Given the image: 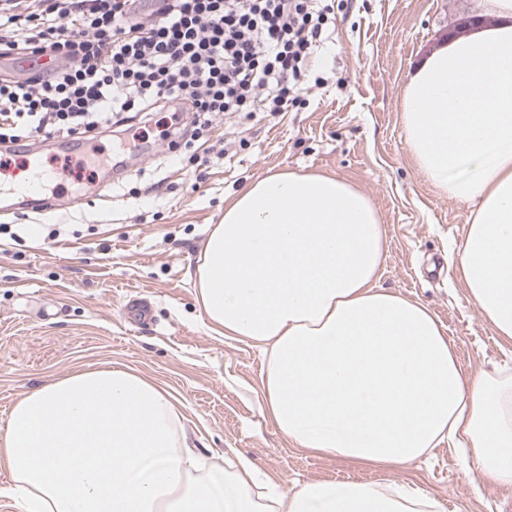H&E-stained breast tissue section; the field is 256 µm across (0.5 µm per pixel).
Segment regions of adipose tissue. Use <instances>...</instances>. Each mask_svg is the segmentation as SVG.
<instances>
[{
	"label": "adipose tissue",
	"instance_id": "1",
	"mask_svg": "<svg viewBox=\"0 0 512 512\" xmlns=\"http://www.w3.org/2000/svg\"><path fill=\"white\" fill-rule=\"evenodd\" d=\"M410 73L401 112L421 175L472 205L456 270L512 341V0ZM386 235L348 182L278 172L224 200L195 273L213 334L263 353L262 409L295 447L411 465L448 443L478 479L512 484V373L473 372L424 303L379 286ZM180 402L118 364L50 378L0 429L22 512H438L409 481L304 482L260 492L248 461L205 463Z\"/></svg>",
	"mask_w": 512,
	"mask_h": 512
}]
</instances>
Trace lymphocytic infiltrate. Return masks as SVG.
Segmentation results:
<instances>
[{
    "label": "lymphocytic infiltrate",
    "instance_id": "lymphocytic-infiltrate-1",
    "mask_svg": "<svg viewBox=\"0 0 512 512\" xmlns=\"http://www.w3.org/2000/svg\"><path fill=\"white\" fill-rule=\"evenodd\" d=\"M0 0V60L49 57L0 78V141L77 136L128 112L195 116L192 140L230 112L301 105L330 38L328 0Z\"/></svg>",
    "mask_w": 512,
    "mask_h": 512
}]
</instances>
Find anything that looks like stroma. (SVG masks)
<instances>
[{
  "label": "stroma",
  "mask_w": 512,
  "mask_h": 512,
  "mask_svg": "<svg viewBox=\"0 0 512 512\" xmlns=\"http://www.w3.org/2000/svg\"><path fill=\"white\" fill-rule=\"evenodd\" d=\"M336 30L316 62L320 85L302 107L272 117L225 116L209 134V161L185 165L155 138L171 115H132L99 138L125 155L120 184L87 190L77 163L57 168L53 213L0 211V424L14 402L47 379L112 361L165 384L185 406L199 454L249 459L262 478L407 480L440 512H512V484L473 488L474 463L448 446L393 471L294 447L260 412L262 354L213 334L194 297V273L224 198L255 178L317 172L352 183L374 203L387 252L379 284L424 302L473 371L512 367V342L467 301L448 258L470 209L418 172L401 122L411 69L460 35L475 0H335Z\"/></svg>",
  "instance_id": "obj_1"
}]
</instances>
